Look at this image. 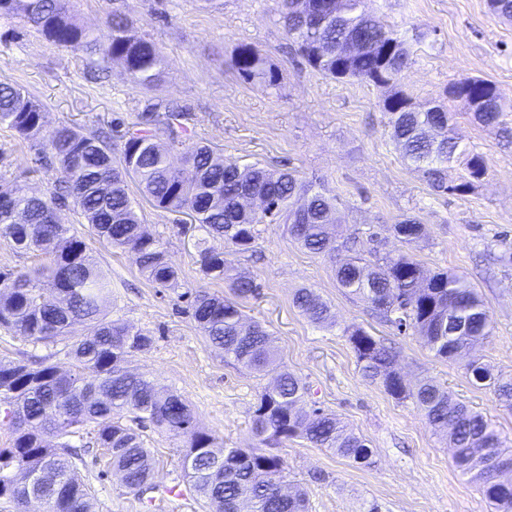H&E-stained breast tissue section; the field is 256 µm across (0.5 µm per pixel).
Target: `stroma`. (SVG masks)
<instances>
[{"label": "stroma", "mask_w": 512, "mask_h": 512, "mask_svg": "<svg viewBox=\"0 0 512 512\" xmlns=\"http://www.w3.org/2000/svg\"><path fill=\"white\" fill-rule=\"evenodd\" d=\"M412 49L399 87L414 102L441 101L452 113L462 146L484 156L487 173L465 195L436 194L422 173L403 163L382 108L389 90L351 80L339 82L312 70L296 54L280 21V0H221L216 9L200 0H72L77 22L108 41L112 12L128 14L136 34L150 38L166 58L153 89L136 87L120 64L98 70L99 55L55 45L22 18H0V82L22 86L44 110L46 126L112 132V152L142 113L177 107L197 140L238 164L293 169L305 181L322 182L336 194L339 215L356 232L363 250L406 253L426 271L464 275L482 295L495 323L493 336L473 356L495 373L512 375V139L475 123L466 104L448 87L464 76L495 82L512 96V21L493 15L487 0H367ZM241 43L260 52L277 75L263 87L238 78L228 61ZM26 174L30 188L49 192L59 173L35 162L29 142L0 127V179ZM61 221L85 239L98 271L112 285L108 318L149 331L154 344L133 354L132 369L181 395L198 424L219 447L254 448L252 411L271 379L225 358L187 314L181 290L205 287L223 295L222 281L202 278L196 239L204 232L188 212L145 207V229L164 244L177 268L181 290L159 288L131 256L99 240L74 206ZM412 216L427 236L408 245L392 230ZM251 251L233 256L239 271L256 282L255 295L239 304L250 320L273 334L282 361L311 389V400L336 414L374 452L363 467L302 439L274 447L288 466V482L300 486L309 512H492L477 486L455 470L452 450L434 432L413 399H395L363 378L343 333L358 325L390 346L407 386L428 379L447 386L460 401L492 419L512 446V411L492 388L473 385L465 360H444L418 336L398 332L374 318L366 302L336 283L332 262L302 249L283 224H262ZM301 288L327 302L335 326L312 323L293 304ZM32 356L68 369L54 347L0 329V359ZM154 454L160 487L182 482L180 441L154 427L143 429ZM315 471L326 483L311 482ZM78 474L95 495L97 512H140L135 497L104 463H87Z\"/></svg>", "instance_id": "stroma-1"}]
</instances>
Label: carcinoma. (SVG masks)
Returning a JSON list of instances; mask_svg holds the SVG:
<instances>
[{"mask_svg": "<svg viewBox=\"0 0 512 512\" xmlns=\"http://www.w3.org/2000/svg\"><path fill=\"white\" fill-rule=\"evenodd\" d=\"M18 13L58 46L98 49L104 61L120 62L138 87L150 88L163 77L160 47L132 34L120 13L107 18L112 37L102 47L74 22L69 0H0V18ZM281 19L297 52L322 76L392 88L383 101L392 138L401 158L423 173L435 193L464 195L486 174L485 158L471 154L468 176L448 182V167L462 154L448 110L442 104L418 108L396 88L411 52L396 30L367 10V0H281ZM352 41L369 50L344 55ZM230 67L247 83L276 85L274 72L248 44L233 49ZM447 94L476 104L474 119L484 127L500 125L503 112L512 111V98L490 80L462 77ZM182 119L174 109L145 113L124 133L116 158L112 144L95 132L66 125L45 128L41 105L21 86L0 83V126L35 141L38 156L53 160L60 173L54 190L43 195L18 179L0 181V236L39 258L25 271H0V326L34 344L63 343L71 359L67 371L44 360H0V428L10 433L8 445L0 448V499L20 503L28 491L16 481L17 472L41 471L47 475L41 489L49 512H93L94 498L78 476L81 458L73 444L89 435L90 443L107 454L109 467L125 475L124 487L143 508H151L159 491L153 457L142 435L124 423L131 415L183 439L180 463L191 459L184 475L208 512H243L245 499L248 512H307L302 491L286 497L278 492L285 473L281 457L260 448H222L210 457L206 449L215 447V438L198 425L187 402L127 368V357L150 349L153 336L107 318L104 307L112 288L97 272L87 244L67 225L45 223L47 209L72 202L96 236L130 254L160 288L178 287L179 273L163 243L144 230L130 198L131 179L154 208L175 212L187 206L207 235L221 241L219 247L205 239L195 243L200 272L208 280L230 277L226 255L250 251L260 224H288L303 248L331 259L343 249L353 250L356 239L342 236L336 195L329 189L300 180L294 170L226 161L196 141ZM177 149L180 167L171 160ZM393 231L407 244L426 236L424 225L411 216ZM335 275L340 287L367 301L380 319L400 333L412 331L440 358H459L494 333L488 308L465 277L449 271L428 274L406 254L341 259ZM230 288L239 298L257 291L254 280L242 275L232 278ZM184 296L197 328L225 356L257 372L274 365L272 334L261 323L246 321L238 302L207 288L190 289ZM293 304L312 322L332 324L329 306L309 289L298 290ZM80 322L87 331L77 334L73 326ZM344 333L363 377L396 399L413 398L428 423L448 436L457 470L496 512H512V453L504 449L497 426L436 384L407 389L388 347L361 327H347ZM87 369L96 374L94 380L84 377ZM467 374L476 385L494 386L499 403L512 409L511 379L495 378L477 359L467 364ZM308 393L288 370L276 372L253 411L252 431L261 443L301 438L355 464L372 465L367 441L335 415L304 406Z\"/></svg>", "mask_w": 512, "mask_h": 512, "instance_id": "1", "label": "carcinoma"}]
</instances>
